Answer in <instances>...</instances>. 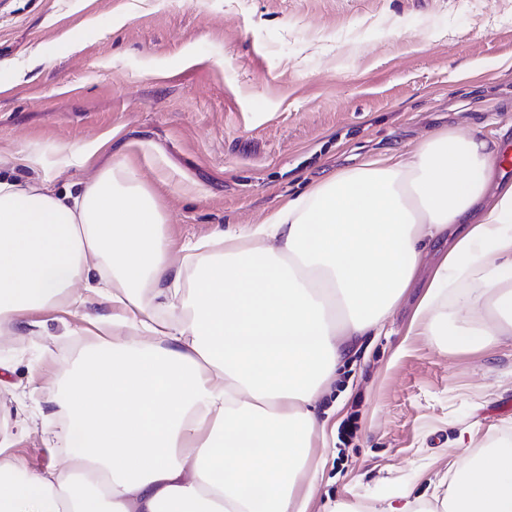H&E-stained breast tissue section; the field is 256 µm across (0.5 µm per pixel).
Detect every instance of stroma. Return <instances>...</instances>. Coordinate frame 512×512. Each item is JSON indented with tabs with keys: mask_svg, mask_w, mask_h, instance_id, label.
Listing matches in <instances>:
<instances>
[{
	"mask_svg": "<svg viewBox=\"0 0 512 512\" xmlns=\"http://www.w3.org/2000/svg\"><path fill=\"white\" fill-rule=\"evenodd\" d=\"M512 0H0V175L56 189L132 155L174 242L258 223L325 171L454 125L512 145ZM96 147L58 168L59 146ZM33 164L18 165V154ZM419 276L384 334L358 339L323 408L331 432L309 512H369L442 477L462 431L512 436V341L441 351L407 333ZM0 336V434L23 467L70 454L43 435L65 375L102 337L76 313ZM356 422L353 437L343 435Z\"/></svg>",
	"mask_w": 512,
	"mask_h": 512,
	"instance_id": "stroma-1",
	"label": "stroma"
}]
</instances>
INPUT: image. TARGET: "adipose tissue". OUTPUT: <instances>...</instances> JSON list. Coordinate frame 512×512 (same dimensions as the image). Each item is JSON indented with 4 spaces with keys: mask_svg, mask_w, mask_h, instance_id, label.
<instances>
[{
    "mask_svg": "<svg viewBox=\"0 0 512 512\" xmlns=\"http://www.w3.org/2000/svg\"><path fill=\"white\" fill-rule=\"evenodd\" d=\"M497 139L450 127L326 173L261 222L172 246L167 214L117 160L77 190L0 178V332L111 302L110 342L68 381L67 463L0 448V512H308L320 407L352 343L379 332L425 262L411 319L439 350L512 340V181ZM380 512H512V447L457 459L445 495Z\"/></svg>",
    "mask_w": 512,
    "mask_h": 512,
    "instance_id": "obj_1",
    "label": "adipose tissue"
}]
</instances>
